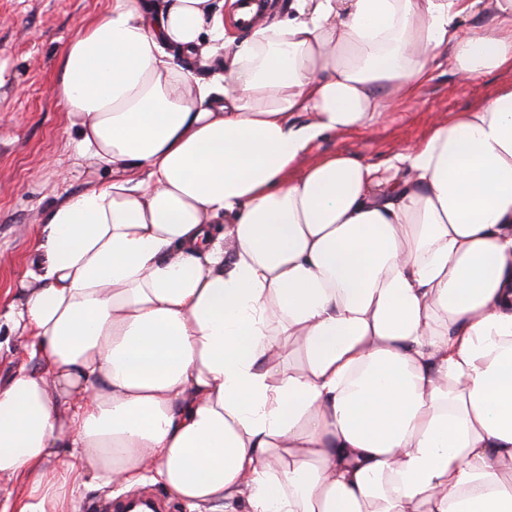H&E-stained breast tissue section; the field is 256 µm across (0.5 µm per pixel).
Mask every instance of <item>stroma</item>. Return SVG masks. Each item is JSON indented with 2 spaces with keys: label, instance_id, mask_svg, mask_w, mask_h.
Segmentation results:
<instances>
[{
  "label": "stroma",
  "instance_id": "stroma-1",
  "mask_svg": "<svg viewBox=\"0 0 512 512\" xmlns=\"http://www.w3.org/2000/svg\"><path fill=\"white\" fill-rule=\"evenodd\" d=\"M109 5L110 0H0V308L34 254L51 204L112 178L110 169L77 158L78 136L55 90L68 42ZM511 82V70L459 81L447 53H440L415 97L393 102L370 128L319 141L301 164L343 151L384 165Z\"/></svg>",
  "mask_w": 512,
  "mask_h": 512
}]
</instances>
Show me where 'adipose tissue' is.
<instances>
[{"label":"adipose tissue","mask_w":512,"mask_h":512,"mask_svg":"<svg viewBox=\"0 0 512 512\" xmlns=\"http://www.w3.org/2000/svg\"><path fill=\"white\" fill-rule=\"evenodd\" d=\"M112 0L60 61L80 155L0 314V512L145 480L247 512H512V83L394 156L298 170L440 51L512 69V0ZM224 61L203 81L183 59ZM0 384L6 383L22 364L31 366L34 361L29 360L28 336H19L18 333H10L4 328L0 331Z\"/></svg>","instance_id":"1"}]
</instances>
